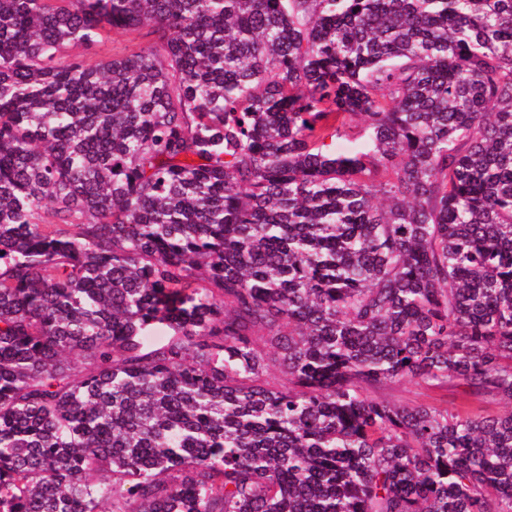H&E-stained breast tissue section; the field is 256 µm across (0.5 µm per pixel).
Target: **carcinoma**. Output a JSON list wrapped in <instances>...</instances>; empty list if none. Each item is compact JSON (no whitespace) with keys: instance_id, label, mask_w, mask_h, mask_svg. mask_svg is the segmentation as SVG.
Wrapping results in <instances>:
<instances>
[{"instance_id":"cac0c4a2","label":"carcinoma","mask_w":512,"mask_h":512,"mask_svg":"<svg viewBox=\"0 0 512 512\" xmlns=\"http://www.w3.org/2000/svg\"><path fill=\"white\" fill-rule=\"evenodd\" d=\"M0 512H512V0H0ZM149 27L137 31L114 30L88 55L91 64L122 56L139 48L154 44L156 37L148 34ZM422 390L413 383L403 381L392 383L381 387L371 395L382 399H387L398 405H411L415 403H434V399H439L441 393L433 391H423L427 395H421ZM430 396V397H429Z\"/></svg>"}]
</instances>
